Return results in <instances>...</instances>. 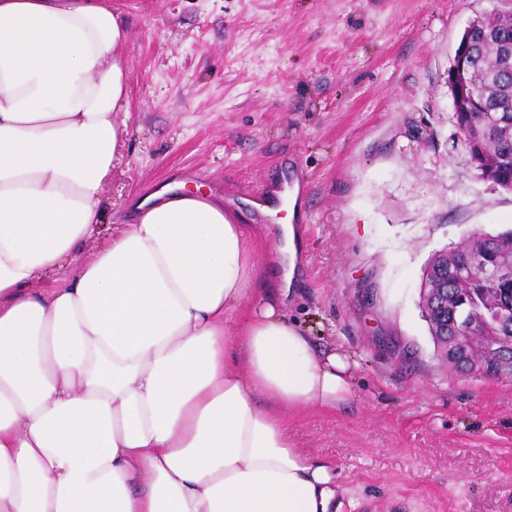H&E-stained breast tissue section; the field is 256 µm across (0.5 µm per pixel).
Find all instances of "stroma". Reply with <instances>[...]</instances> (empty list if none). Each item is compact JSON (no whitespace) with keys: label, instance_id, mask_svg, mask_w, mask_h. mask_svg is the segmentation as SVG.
Wrapping results in <instances>:
<instances>
[{"label":"stroma","instance_id":"stroma-1","mask_svg":"<svg viewBox=\"0 0 512 512\" xmlns=\"http://www.w3.org/2000/svg\"><path fill=\"white\" fill-rule=\"evenodd\" d=\"M493 0H112L128 21L123 148L93 259L137 198L182 182L220 195L278 283V228L257 209L299 186L301 254L285 310L352 361L348 400L291 415L336 468L342 512H512V380L456 373L420 308L431 254L512 229V193L459 141L448 74Z\"/></svg>","mask_w":512,"mask_h":512}]
</instances>
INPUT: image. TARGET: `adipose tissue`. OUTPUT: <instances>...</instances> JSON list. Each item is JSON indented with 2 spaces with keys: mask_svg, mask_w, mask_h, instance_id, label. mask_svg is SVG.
<instances>
[{
  "mask_svg": "<svg viewBox=\"0 0 512 512\" xmlns=\"http://www.w3.org/2000/svg\"><path fill=\"white\" fill-rule=\"evenodd\" d=\"M126 40L111 0H0V512H336L288 417L335 411L349 363L250 308L237 211L171 185L37 287L102 219Z\"/></svg>",
  "mask_w": 512,
  "mask_h": 512,
  "instance_id": "ef3b65f1",
  "label": "adipose tissue"
}]
</instances>
